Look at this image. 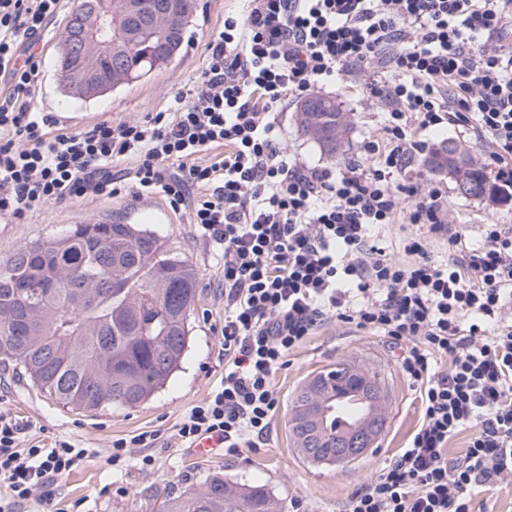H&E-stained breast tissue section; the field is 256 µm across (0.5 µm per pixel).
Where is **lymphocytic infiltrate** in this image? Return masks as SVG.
I'll return each mask as SVG.
<instances>
[{"instance_id":"f902f5d3","label":"lymphocytic infiltrate","mask_w":512,"mask_h":512,"mask_svg":"<svg viewBox=\"0 0 512 512\" xmlns=\"http://www.w3.org/2000/svg\"><path fill=\"white\" fill-rule=\"evenodd\" d=\"M240 2L167 109L66 128L33 106L41 63L19 53L64 0H0V221L162 194L224 260V383L184 416L179 438L218 432L226 452L258 447L279 405L274 373L333 319L400 344L422 405L404 448L345 512H472L475 490L512 481V225H483L481 245L467 247L441 189L402 175L428 145L423 132L446 123L473 131L512 187V0ZM337 77L382 105V135L366 146L371 164L311 168L288 152L277 109ZM217 147L221 158L198 162ZM400 220L427 234L397 258L375 230ZM439 240L456 253L445 265ZM25 430L0 410V485L13 506L36 498L53 512L56 481L89 451L29 445ZM464 431L465 451L450 455Z\"/></svg>"}]
</instances>
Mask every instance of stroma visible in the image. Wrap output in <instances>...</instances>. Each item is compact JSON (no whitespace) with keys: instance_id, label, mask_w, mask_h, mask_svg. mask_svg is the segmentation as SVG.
Instances as JSON below:
<instances>
[{"instance_id":"obj_1","label":"stroma","mask_w":512,"mask_h":512,"mask_svg":"<svg viewBox=\"0 0 512 512\" xmlns=\"http://www.w3.org/2000/svg\"><path fill=\"white\" fill-rule=\"evenodd\" d=\"M204 12L192 30L180 57L167 68L113 93L76 102L66 97L56 77L55 55L64 24L56 22L33 50L43 60L40 83L33 104L37 111L56 116L68 127L98 119L116 121L144 117L165 109L173 91L189 86L204 61V48L224 23L232 0H203ZM320 94L336 99L347 115L348 131L336 157H329L305 136L299 126L298 103L279 107V122L285 143L301 163L310 167H337L352 158H364L365 146L382 122L380 109L363 98L358 83L330 80ZM414 175L423 185L439 186L448 201L457 229L466 243L480 242L483 224H511L512 199L491 202L458 194L454 178L429 170L416 161ZM95 218H120L132 224H150L164 236L171 252L186 258L198 270L200 297L190 320L189 347L180 369L151 400L134 408H112L96 413L71 411L45 398L13 369L0 366V404L20 419L29 421V438L50 445L70 440L89 449L55 485L58 512H70L83 501L86 512H158L165 497L199 488L212 474L227 479L268 484L284 502V512H341L348 496L378 474L386 461L403 448L418 425L420 402L403 376L399 352L386 340L336 322L320 326L313 336L294 349L289 364L273 379L279 406L271 419L270 433L259 448H243L230 455L197 459L189 445L176 434L181 418L219 387L224 377V349L218 332L224 324V262L218 245L197 225L174 213L159 194L137 199H96L66 204L50 203L25 218L0 223V259L12 250L56 235L71 224ZM350 358L381 369L388 387L386 426L376 445L364 457L340 466L315 465L304 459L291 439L289 417L297 386L317 372L334 368ZM161 434L155 448H136L120 468H110L105 452L113 440L143 431ZM152 456L153 468L140 466L143 456Z\"/></svg>"}]
</instances>
